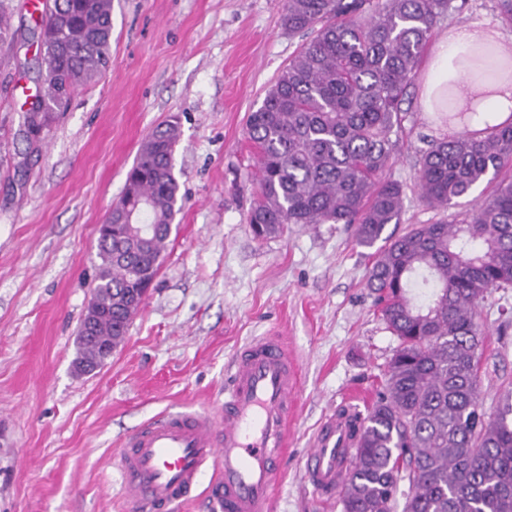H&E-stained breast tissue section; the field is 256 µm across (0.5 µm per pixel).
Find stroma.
Wrapping results in <instances>:
<instances>
[{
	"label": "stroma",
	"instance_id": "1",
	"mask_svg": "<svg viewBox=\"0 0 512 512\" xmlns=\"http://www.w3.org/2000/svg\"><path fill=\"white\" fill-rule=\"evenodd\" d=\"M453 24L512 35L498 0H455ZM285 0H112V65L80 87L38 150L19 135L35 94L31 0H0V512H130L115 472L122 439L163 411H216L236 352L283 333L299 366L295 419L273 512H342L303 479L325 414L348 392L371 401L398 345L373 307L371 251L342 224H248L258 150L246 118L304 40ZM387 176L405 187L403 224L461 220L470 197L430 209L415 186L425 138L442 136L410 86ZM177 118L180 210L124 342L95 373L73 368L92 300L98 228L123 196L148 135ZM512 289L482 305L485 407L512 386Z\"/></svg>",
	"mask_w": 512,
	"mask_h": 512
}]
</instances>
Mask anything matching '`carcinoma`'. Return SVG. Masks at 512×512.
<instances>
[{
    "label": "carcinoma",
    "mask_w": 512,
    "mask_h": 512,
    "mask_svg": "<svg viewBox=\"0 0 512 512\" xmlns=\"http://www.w3.org/2000/svg\"><path fill=\"white\" fill-rule=\"evenodd\" d=\"M452 0H286L283 21L302 45L246 122L258 148L249 226L261 238L289 224H348L376 247L367 286L399 344L367 410L341 490L343 512H512V391L480 398L485 334L479 304L512 288V118L484 132L434 139L420 151L423 202L446 210L478 185L491 195L457 223H401L405 190L385 178L392 135L425 46ZM40 83L22 111L27 148L41 143L79 87L112 65V0H53L31 13ZM180 130L157 127L97 239L93 300L108 311L97 340L77 336L89 373L117 348L154 281L178 212L173 154ZM382 245H377V242Z\"/></svg>",
    "instance_id": "carcinoma-1"
}]
</instances>
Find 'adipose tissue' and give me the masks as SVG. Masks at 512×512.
<instances>
[{"label": "adipose tissue", "instance_id": "adipose-tissue-1", "mask_svg": "<svg viewBox=\"0 0 512 512\" xmlns=\"http://www.w3.org/2000/svg\"><path fill=\"white\" fill-rule=\"evenodd\" d=\"M420 85L423 112L448 133L503 123L512 116V36L486 22L450 26L429 53ZM452 112L472 118L452 122Z\"/></svg>", "mask_w": 512, "mask_h": 512}]
</instances>
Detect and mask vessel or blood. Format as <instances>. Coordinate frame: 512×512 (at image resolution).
Wrapping results in <instances>:
<instances>
[{
	"instance_id": "b4317fda",
	"label": "vessel or blood",
	"mask_w": 512,
	"mask_h": 512,
	"mask_svg": "<svg viewBox=\"0 0 512 512\" xmlns=\"http://www.w3.org/2000/svg\"><path fill=\"white\" fill-rule=\"evenodd\" d=\"M232 382L219 414L166 413L123 442L117 470L123 498L134 512H173L202 491L211 512H271L288 447L298 365L284 337L253 339L234 356ZM363 414L354 400L331 409L304 461V480L334 500L355 454Z\"/></svg>"
}]
</instances>
